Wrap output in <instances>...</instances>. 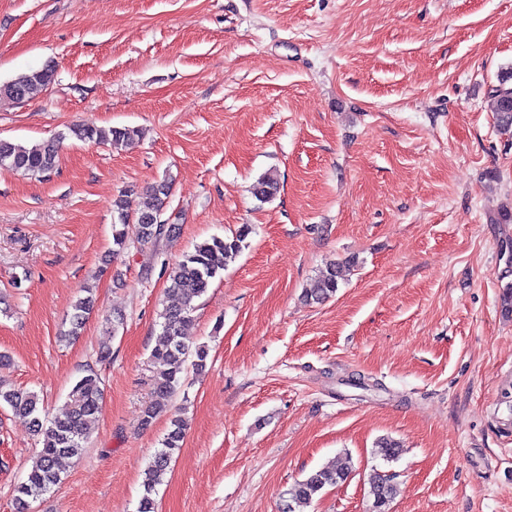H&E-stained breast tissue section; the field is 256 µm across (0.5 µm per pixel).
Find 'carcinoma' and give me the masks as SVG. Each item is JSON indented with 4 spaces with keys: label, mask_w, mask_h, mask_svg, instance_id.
Here are the masks:
<instances>
[{
    "label": "carcinoma",
    "mask_w": 512,
    "mask_h": 512,
    "mask_svg": "<svg viewBox=\"0 0 512 512\" xmlns=\"http://www.w3.org/2000/svg\"><path fill=\"white\" fill-rule=\"evenodd\" d=\"M53 75L50 66L23 73L0 84V96L16 101L34 99L46 90ZM493 99L499 126L504 130L511 128L512 85L501 83L494 89ZM70 133L80 141L108 143L117 150L130 145L139 136V131L133 127L104 129L90 124L75 125L70 128ZM64 139V134L53 140L32 144L0 139V166H7L23 176L45 178L57 167L60 142ZM278 188L277 178L268 173L253 185V194L265 202L274 197ZM169 192L170 184L162 181L147 191L143 206L135 214L129 213L126 201L120 197L113 202V212L139 224L141 242L155 241L156 225L147 223V220L161 218ZM251 232L250 225L243 224L230 238L213 237L206 240L183 255L169 269L166 293L176 298L177 302L166 305L159 314L164 342L153 351L152 358L164 366V370L155 379L153 399L142 412L143 427L150 426L167 409L181 386L186 365H191L198 373L205 370L209 357L208 347L199 345L192 349L183 340L185 328L195 309L193 302L207 292L211 280L247 246ZM340 269V264L333 262L320 272L312 288L306 292L307 300L322 303L335 295ZM94 303L91 292L76 301L68 335H79L94 309ZM101 399V378L92 371L74 384L61 413L45 422L41 419L42 401L36 393L22 392L0 384V406L5 404L15 414L29 419L32 431L43 437L42 448L26 479L14 488L19 503L24 505L26 499H35L60 483L59 460L82 454L88 441L90 423L99 410ZM184 431V421L178 417L171 418L170 431L162 448L155 453L145 469L143 493L137 512H155L153 495L170 469L175 450L181 448ZM399 453L400 444L392 438L385 437L376 443V454L386 461L396 459ZM351 471V462L346 459L337 466L311 473L290 490L291 503L287 504L283 512H304L325 487L346 481ZM368 495L373 499L374 512H388L390 503L397 495V486L389 477L380 475L370 484Z\"/></svg>",
    "instance_id": "obj_1"
}]
</instances>
